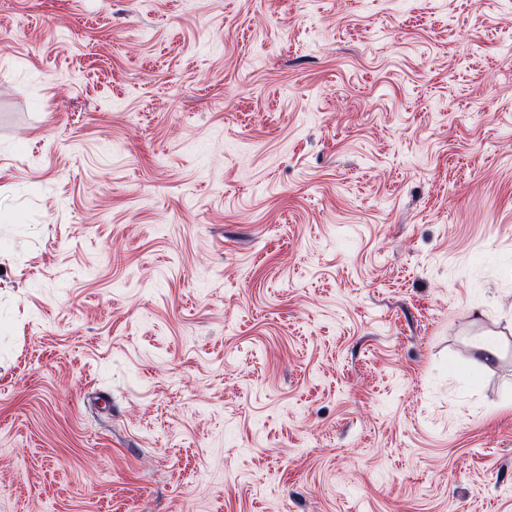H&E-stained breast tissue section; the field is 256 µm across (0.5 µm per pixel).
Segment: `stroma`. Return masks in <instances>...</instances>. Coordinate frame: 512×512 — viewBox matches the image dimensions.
<instances>
[{
	"label": "stroma",
	"instance_id": "stroma-1",
	"mask_svg": "<svg viewBox=\"0 0 512 512\" xmlns=\"http://www.w3.org/2000/svg\"><path fill=\"white\" fill-rule=\"evenodd\" d=\"M0 512H512V0H0Z\"/></svg>",
	"mask_w": 512,
	"mask_h": 512
}]
</instances>
